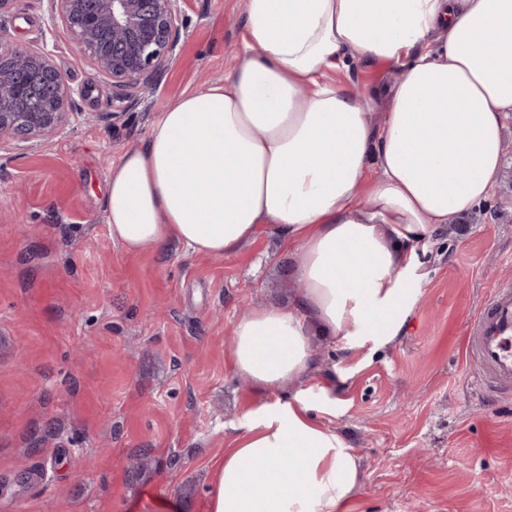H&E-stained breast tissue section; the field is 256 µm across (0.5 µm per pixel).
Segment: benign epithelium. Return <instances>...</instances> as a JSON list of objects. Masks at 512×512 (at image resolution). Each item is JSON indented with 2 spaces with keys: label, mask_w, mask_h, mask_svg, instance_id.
I'll return each instance as SVG.
<instances>
[{
  "label": "benign epithelium",
  "mask_w": 512,
  "mask_h": 512,
  "mask_svg": "<svg viewBox=\"0 0 512 512\" xmlns=\"http://www.w3.org/2000/svg\"><path fill=\"white\" fill-rule=\"evenodd\" d=\"M85 59L112 78V105L124 109L130 90L155 78L179 44L180 0H49ZM69 86L44 49L0 35V141L54 133L74 105Z\"/></svg>",
  "instance_id": "7a95c632"
}]
</instances>
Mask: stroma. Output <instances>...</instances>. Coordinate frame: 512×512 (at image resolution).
I'll list each match as a JSON object with an SVG mask.
<instances>
[{
    "label": "stroma",
    "mask_w": 512,
    "mask_h": 512,
    "mask_svg": "<svg viewBox=\"0 0 512 512\" xmlns=\"http://www.w3.org/2000/svg\"><path fill=\"white\" fill-rule=\"evenodd\" d=\"M175 58L125 113L48 0H9L0 31L48 50L76 90L51 137L0 143V512H205L214 462L267 402L226 360L236 321L284 304L293 256L263 235L203 256L127 253L106 221L109 172L182 95L223 82L245 0H182ZM396 66L337 73L362 92ZM400 336L366 360L314 337L319 378L346 379L331 423L361 459L350 512H512V401L471 384L465 325L512 286V115L490 198L442 226Z\"/></svg>",
    "instance_id": "obj_1"
}]
</instances>
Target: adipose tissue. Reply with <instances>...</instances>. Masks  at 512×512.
<instances>
[{"instance_id":"adipose-tissue-1","label":"adipose tissue","mask_w":512,"mask_h":512,"mask_svg":"<svg viewBox=\"0 0 512 512\" xmlns=\"http://www.w3.org/2000/svg\"><path fill=\"white\" fill-rule=\"evenodd\" d=\"M245 51L181 97L109 176L106 219L131 254L170 241L230 255L262 231L299 254L300 287L234 327L235 375L275 394L247 412L206 512H347L363 470L326 415L312 339L347 354L400 336L436 230L491 194L512 113V0H246ZM398 65L384 98L339 87ZM301 449L290 478L280 467ZM399 68L391 64L375 63L365 67L359 65L351 71L336 73V83L346 84L350 81L356 84L363 93L373 94L382 88H391L399 77Z\"/></svg>"}]
</instances>
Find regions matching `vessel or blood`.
Returning <instances> with one entry per match:
<instances>
[{"instance_id":"obj_1","label":"vessel or blood","mask_w":512,"mask_h":512,"mask_svg":"<svg viewBox=\"0 0 512 512\" xmlns=\"http://www.w3.org/2000/svg\"><path fill=\"white\" fill-rule=\"evenodd\" d=\"M468 360L500 398L512 400V287L490 291L465 326Z\"/></svg>"}]
</instances>
